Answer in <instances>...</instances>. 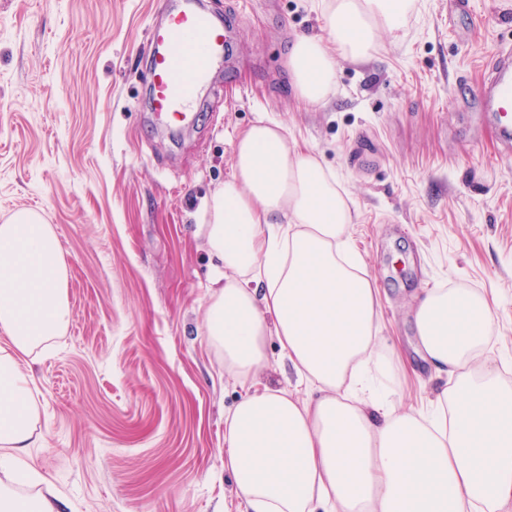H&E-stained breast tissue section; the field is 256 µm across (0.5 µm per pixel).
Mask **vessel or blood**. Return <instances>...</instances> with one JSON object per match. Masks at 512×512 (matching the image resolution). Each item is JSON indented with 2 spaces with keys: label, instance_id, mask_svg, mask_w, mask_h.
<instances>
[{
  "label": "vessel or blood",
  "instance_id": "obj_1",
  "mask_svg": "<svg viewBox=\"0 0 512 512\" xmlns=\"http://www.w3.org/2000/svg\"><path fill=\"white\" fill-rule=\"evenodd\" d=\"M160 20L148 32L151 45V110L161 122L189 123L200 89L224 58L229 29L196 0H160ZM481 111L493 113L500 132L512 131V52L496 55L481 94Z\"/></svg>",
  "mask_w": 512,
  "mask_h": 512
}]
</instances>
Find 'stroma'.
I'll use <instances>...</instances> for the list:
<instances>
[{"label":"stroma","mask_w":512,"mask_h":512,"mask_svg":"<svg viewBox=\"0 0 512 512\" xmlns=\"http://www.w3.org/2000/svg\"><path fill=\"white\" fill-rule=\"evenodd\" d=\"M325 0H203L236 12L227 67L172 136L149 103L158 0H0V222L52 224L71 321L34 356L36 441L12 483L54 489L64 512H243L224 467V413L297 377L267 340L254 381L225 375L206 335L212 260L205 204L236 136L279 122L352 193V242L382 296L383 335L407 356L396 405L442 380L415 352L411 307L437 283L493 295L494 351L512 353V149L475 108L512 0H416L398 39L340 61L323 105L296 99L286 55L321 31Z\"/></svg>","instance_id":"obj_1"}]
</instances>
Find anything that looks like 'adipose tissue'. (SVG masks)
Segmentation results:
<instances>
[{"label": "adipose tissue", "mask_w": 512, "mask_h": 512, "mask_svg": "<svg viewBox=\"0 0 512 512\" xmlns=\"http://www.w3.org/2000/svg\"><path fill=\"white\" fill-rule=\"evenodd\" d=\"M414 0H328L326 38L297 37L295 96L323 104L340 61L398 38ZM217 263L206 331L240 381L268 365L277 337L300 384L263 387L224 419V465L244 512H504L512 504V387L491 355L485 293L439 284L412 311L419 352L445 387L423 413L394 404L403 369L381 334L382 298L351 244L359 214L335 172L285 128L241 132L232 173L207 202ZM66 266L51 225L29 210L0 224V453L31 447L36 412L20 361L66 330Z\"/></svg>", "instance_id": "1"}]
</instances>
